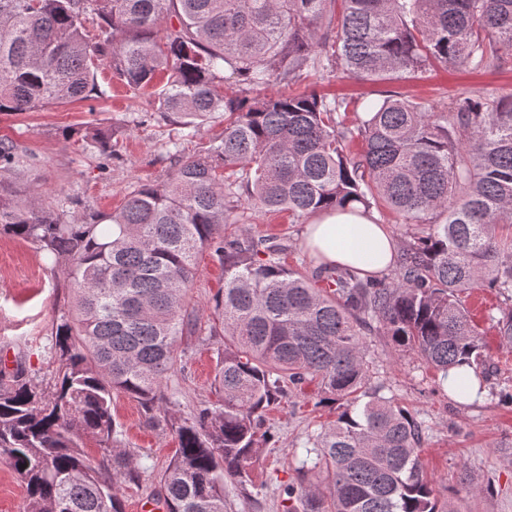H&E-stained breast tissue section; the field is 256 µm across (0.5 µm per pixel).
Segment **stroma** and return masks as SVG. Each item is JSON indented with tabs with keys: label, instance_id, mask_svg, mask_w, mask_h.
Instances as JSON below:
<instances>
[{
	"label": "stroma",
	"instance_id": "stroma-1",
	"mask_svg": "<svg viewBox=\"0 0 512 512\" xmlns=\"http://www.w3.org/2000/svg\"><path fill=\"white\" fill-rule=\"evenodd\" d=\"M98 83L107 88V96L37 112L0 113V137L16 144L21 159L14 172L0 174V179L11 182L21 197L29 186H39L69 222L81 221L89 211H118L135 185L166 179L167 149L192 156L224 136V119L219 116L204 122L193 141L178 142L175 125L149 116L150 91L131 93L105 65ZM296 88L314 89L330 98L395 94L443 112L460 93L490 101L511 95L512 56L487 69L461 70L434 63L421 78L377 83L327 69L298 82ZM104 128L115 129L120 139L117 154L107 162L84 144L86 137ZM74 197L82 199L81 207L71 205ZM305 227V221L284 212L248 209L239 223L223 225L220 234L227 239L267 236L287 242L285 264L308 273L313 264L301 245ZM198 265L189 292L199 317L197 331L182 338L185 369L168 381L166 389L185 413L214 406L218 400L214 375L216 351L223 339L210 334V307L224 289V268L207 251ZM73 299L70 284L52 269L36 244L0 232V370H12L21 361L33 383L48 382L55 328ZM511 306L503 297L481 289L466 300L472 319L485 331V391L475 401L450 399L439 374L414 358L398 355L388 337L374 331L365 337L381 379L402 405L426 421L422 466L439 499L450 501L454 512H512V406L498 400L501 390L512 389V348L500 346L487 321L488 315H500ZM335 414L333 405L322 402L316 385L289 388L285 398L266 410L271 439L254 466L251 497L227 488L226 512H284L283 490L296 479L290 465L295 451L307 434ZM112 415L123 426V448L136 454L145 469L140 482L125 487L121 495L123 512H138L141 502L156 499L158 477L178 446L177 437L169 429L149 426L142 407L125 394L113 393ZM471 481L483 485L482 494L465 490V483Z\"/></svg>",
	"mask_w": 512,
	"mask_h": 512
}]
</instances>
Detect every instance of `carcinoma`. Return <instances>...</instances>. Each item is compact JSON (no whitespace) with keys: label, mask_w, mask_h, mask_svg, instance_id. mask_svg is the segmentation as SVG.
<instances>
[{"label":"carcinoma","mask_w":512,"mask_h":512,"mask_svg":"<svg viewBox=\"0 0 512 512\" xmlns=\"http://www.w3.org/2000/svg\"><path fill=\"white\" fill-rule=\"evenodd\" d=\"M0 0V113L102 97L107 65L190 141L214 112L224 138L169 156L160 183L136 185L112 214L71 224L37 189L20 204L0 182V231L31 241L75 289L55 331L53 380L0 370V461L26 484V512H122L140 479L118 448L112 393L175 431L160 479L166 512H224L271 438L263 413L286 388L315 381L336 420L311 434L285 487L286 512H450L422 470L423 422L374 380L363 340L454 373L453 396L481 398L483 332L465 298L489 288L512 301V96L464 94L446 112L383 95L351 102L315 92L268 94L323 69L372 81L420 77L430 61L484 68L512 55V0ZM176 19L177 25L168 24ZM97 33L90 36L86 23ZM243 89L229 95L225 73ZM360 150H351L353 144ZM105 160L112 135H93ZM0 139V171L16 164ZM381 205L421 231L381 279L323 265L285 267V245L226 240L243 205L299 219L347 203ZM224 265L210 335L220 403L177 414L165 379L184 368L179 340L197 328L188 301L198 257ZM512 345V308L489 316ZM96 437L94 462L81 447Z\"/></svg>","instance_id":"obj_1"}]
</instances>
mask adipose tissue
<instances>
[{
	"label": "adipose tissue",
	"instance_id": "1",
	"mask_svg": "<svg viewBox=\"0 0 512 512\" xmlns=\"http://www.w3.org/2000/svg\"><path fill=\"white\" fill-rule=\"evenodd\" d=\"M367 241L376 249L375 259L370 263L363 262L358 251ZM302 245L311 254L321 255L325 262L357 268L365 276L386 271L398 250V241L387 225L352 206L320 212L306 226Z\"/></svg>",
	"mask_w": 512,
	"mask_h": 512
}]
</instances>
